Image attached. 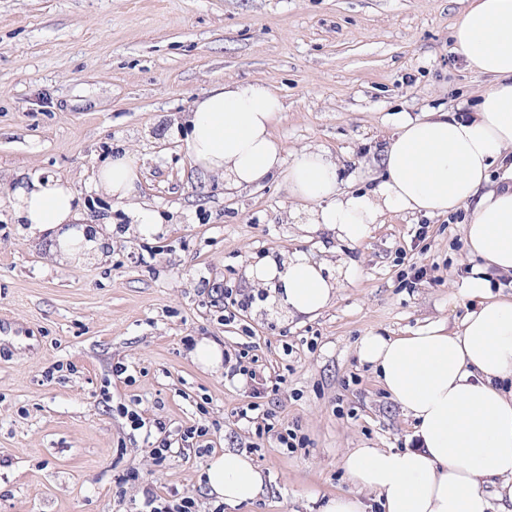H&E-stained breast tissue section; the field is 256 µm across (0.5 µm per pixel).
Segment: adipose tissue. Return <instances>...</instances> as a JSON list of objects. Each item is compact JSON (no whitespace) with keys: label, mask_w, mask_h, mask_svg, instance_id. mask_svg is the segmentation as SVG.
Returning <instances> with one entry per match:
<instances>
[{"label":"adipose tissue","mask_w":512,"mask_h":512,"mask_svg":"<svg viewBox=\"0 0 512 512\" xmlns=\"http://www.w3.org/2000/svg\"><path fill=\"white\" fill-rule=\"evenodd\" d=\"M454 47L489 86L468 118L435 112L400 118L367 189L344 188L343 165L328 152L286 151L274 136L284 104L266 83L228 81L197 97L182 119L194 166L225 188L258 187L272 178L288 186L290 218L357 245L388 213L449 215L471 207L464 226L472 263L462 298L470 308L460 330L438 323L408 336L361 337L391 399L414 421L416 445L404 450L356 448L342 466L353 494L327 498L322 512H365L360 492L377 494L384 512H512V300L492 294L488 270L512 276V0H471L453 29ZM503 176L490 186L489 171ZM137 155L122 150L98 169L99 193L124 206L135 231L155 232L158 216L142 200ZM31 233L48 237L53 258L74 260L68 244L82 222L68 181L31 175L10 197ZM324 262L295 250L248 264L251 286L288 319L312 318L335 300L355 264L325 273ZM212 494L230 506L257 499L262 472L232 450L205 470Z\"/></svg>","instance_id":"obj_1"}]
</instances>
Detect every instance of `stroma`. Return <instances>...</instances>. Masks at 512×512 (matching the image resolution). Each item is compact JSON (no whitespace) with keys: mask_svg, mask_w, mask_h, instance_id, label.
<instances>
[{"mask_svg":"<svg viewBox=\"0 0 512 512\" xmlns=\"http://www.w3.org/2000/svg\"><path fill=\"white\" fill-rule=\"evenodd\" d=\"M468 5L0 0V512H138L146 484L192 492L207 512L210 453L177 452L198 424L210 452L245 453L265 478L256 502L224 512H320L323 497L355 490L341 466L348 449L410 446L412 418L358 344L460 326L470 209L389 214L355 247L324 231L306 240L282 184L227 192L194 168L175 123L224 80H261L286 105L274 130L286 150H328L367 184L400 116L455 111L486 87L453 50ZM120 148L140 159L141 193L162 217L155 234H126L121 205L94 187ZM33 173L69 181L84 216L112 224L101 255L62 264L26 233L8 196ZM296 249L354 262L358 275L321 315L288 322L243 265ZM414 264L430 279L409 288ZM228 288L253 297L231 319ZM203 337L228 359L249 350L259 386L195 365ZM121 403L165 422L175 454L156 464ZM250 405L297 425L308 447L257 437L239 415ZM130 470L138 482L118 484Z\"/></svg>","mask_w":512,"mask_h":512,"instance_id":"obj_1","label":"stroma"}]
</instances>
